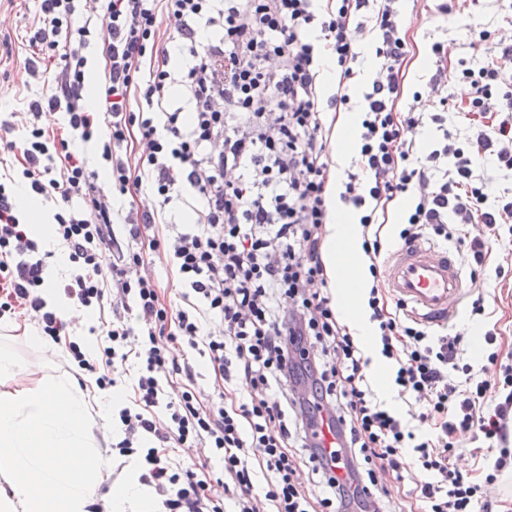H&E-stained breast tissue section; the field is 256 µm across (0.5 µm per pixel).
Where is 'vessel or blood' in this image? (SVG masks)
<instances>
[{"instance_id": "obj_1", "label": "vessel or blood", "mask_w": 512, "mask_h": 512, "mask_svg": "<svg viewBox=\"0 0 512 512\" xmlns=\"http://www.w3.org/2000/svg\"><path fill=\"white\" fill-rule=\"evenodd\" d=\"M387 283L398 299L429 322L451 319L466 292L460 259L419 240L391 255Z\"/></svg>"}]
</instances>
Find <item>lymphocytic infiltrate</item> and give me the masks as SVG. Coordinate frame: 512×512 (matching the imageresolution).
<instances>
[{
	"label": "lymphocytic infiltrate",
	"instance_id": "1",
	"mask_svg": "<svg viewBox=\"0 0 512 512\" xmlns=\"http://www.w3.org/2000/svg\"><path fill=\"white\" fill-rule=\"evenodd\" d=\"M379 32L378 69L362 93L363 117L352 170L343 179L325 154L330 129L324 108L347 110L366 16ZM187 62L169 65L160 23ZM105 26L107 74L97 110L87 107L84 50L95 25ZM219 34L208 44V34ZM481 59L444 67L447 49L434 42L429 85L439 105L449 82L469 86L461 111L491 123L464 142L442 141L421 153L423 117L403 112L405 20L396 0H40L30 36L48 59L30 69L42 83L30 102L19 143L21 177L31 190L80 209L55 215V238L74 271L65 294L98 311L101 345L68 351L80 368L115 386L136 361L129 406L118 417L119 455L141 454L142 484L162 496L166 512H494L489 489L512 471V364L498 377L456 383L460 337L432 334L395 300L385 284L388 252L383 218L398 197L410 201L402 241L429 235L467 245L475 265L489 253L488 235L512 222V195L493 194L483 162L512 169V31L470 30ZM337 69L325 95L321 72ZM64 110L67 135L49 131L44 111ZM109 141L108 186L69 148L90 141L101 122ZM139 136L135 163L113 146ZM358 213L372 285L371 311L379 354L400 398L416 405L403 417L379 401L365 355L332 300L323 242L333 184ZM130 196L123 218L138 249L103 265L115 196ZM203 207H194V200ZM188 206L190 231L158 233L174 204ZM484 224L487 236L468 237ZM0 182V317L36 314L52 342L65 324L38 295L45 261ZM171 264L199 309H176L145 269L146 254ZM205 346L213 392L202 401L183 347ZM247 397H240V388ZM494 406H485L488 390ZM336 443L324 448L321 416ZM498 445L479 474L455 465L458 437ZM221 454V472L202 479L176 461L184 448ZM422 474L405 489L408 464ZM344 477H337V468ZM266 487L255 493L256 475Z\"/></svg>",
	"mask_w": 512,
	"mask_h": 512
}]
</instances>
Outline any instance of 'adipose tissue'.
<instances>
[{
    "label": "adipose tissue",
    "mask_w": 512,
    "mask_h": 512,
    "mask_svg": "<svg viewBox=\"0 0 512 512\" xmlns=\"http://www.w3.org/2000/svg\"><path fill=\"white\" fill-rule=\"evenodd\" d=\"M336 283L337 307L363 341L373 326L365 303L370 286L360 227L339 203L331 205L324 245ZM87 393L59 375L33 387L0 393V512H92L107 463ZM111 512H160L135 469L112 495Z\"/></svg>",
    "instance_id": "1"
}]
</instances>
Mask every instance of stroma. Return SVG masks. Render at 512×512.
I'll list each match as a JSON object with an SVG mask.
<instances>
[{
	"label": "stroma",
	"mask_w": 512,
	"mask_h": 512,
	"mask_svg": "<svg viewBox=\"0 0 512 512\" xmlns=\"http://www.w3.org/2000/svg\"><path fill=\"white\" fill-rule=\"evenodd\" d=\"M39 0H0V121L9 130L0 132V156L7 155L8 142L24 134L23 123L29 103L36 98L38 86L28 75L30 62L37 60L35 48L28 42L27 32L38 13ZM399 9L406 18L411 60L405 69L404 96L401 110L438 113L439 122H426L428 145H435L443 135L474 134L478 119L453 107L435 109L427 81L433 69L429 56L433 42L448 46L447 66L473 54L465 35V25L504 28L512 22V6L507 0H473L461 17L445 15L438 10V0H400ZM468 302L448 325V332L468 336L470 328L495 329L503 351L512 352V232H502L492 241V253L482 269L465 276ZM482 300L484 312L471 315L470 303ZM32 317L0 323V347L9 350L20 361L22 371L15 379L0 383L7 388L30 385L39 380L67 374L85 383L88 374L80 369L64 346L44 348L29 344L25 335L36 329Z\"/></svg>",
	"instance_id": "35a3bbf8"
}]
</instances>
